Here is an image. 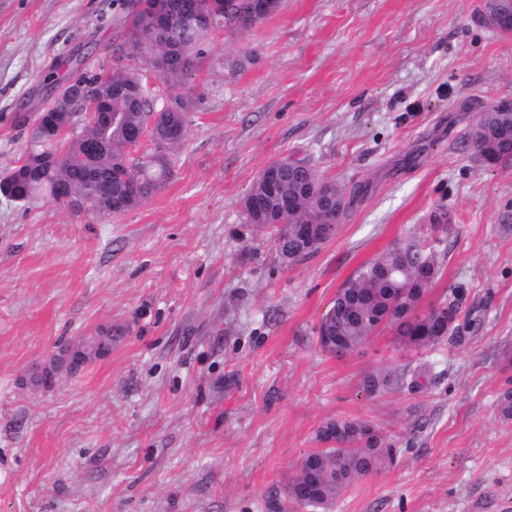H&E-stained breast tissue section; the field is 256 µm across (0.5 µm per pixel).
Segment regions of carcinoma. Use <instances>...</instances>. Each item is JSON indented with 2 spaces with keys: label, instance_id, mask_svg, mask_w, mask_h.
<instances>
[{
  "label": "carcinoma",
  "instance_id": "cac0c4a2",
  "mask_svg": "<svg viewBox=\"0 0 512 512\" xmlns=\"http://www.w3.org/2000/svg\"><path fill=\"white\" fill-rule=\"evenodd\" d=\"M199 33L191 37L181 25L180 0H138L118 21L125 32L115 51L136 57L145 69L158 71L168 87L183 88L207 54L209 34L215 29L238 30L234 17L246 0H197ZM163 29L164 40L151 46L142 34L154 25ZM108 105L92 125L78 122L79 104H71V136L60 140L46 130L40 118L23 119L30 128L25 155L0 178V194L30 204L51 197L53 187L69 190L67 207L79 214L117 216L134 209L161 191L169 182L176 150L189 132L188 112L192 96L178 94L175 107L159 111L157 90L143 73L118 66L106 75L89 72ZM151 129L150 144L130 156V134ZM512 113L490 107L472 136L474 151L487 163L512 156ZM253 188L243 205L249 223L272 229L280 255L293 260L308 255L300 225H338L353 202L352 193L321 175L306 157L285 160L274 193ZM441 265L435 253L418 240L397 243L364 263L336 292L329 314L318 326L321 347L337 355L349 354L370 339L389 330L404 349H420L451 340L438 325V307L421 309V302L438 280ZM112 330L90 343L61 349L58 363L71 365L83 354L108 353ZM409 370L381 368L368 373L362 390L368 395L405 386ZM498 417L512 422V388L496 399ZM324 447L302 457L298 472L288 484L286 497L305 512H334L338 499L362 480L397 462V449L376 424L354 418L329 419L317 431Z\"/></svg>",
  "mask_w": 512,
  "mask_h": 512
}]
</instances>
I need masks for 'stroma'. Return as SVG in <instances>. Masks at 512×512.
Here are the masks:
<instances>
[{"label": "stroma", "mask_w": 512, "mask_h": 512, "mask_svg": "<svg viewBox=\"0 0 512 512\" xmlns=\"http://www.w3.org/2000/svg\"><path fill=\"white\" fill-rule=\"evenodd\" d=\"M124 0H0V174L25 150L46 74L119 60ZM485 0H282L216 31L190 79L189 134L167 186L114 217L0 197V512H266L331 418L380 426L393 467L335 512H512V161L471 140L512 99V34ZM306 157L356 198L334 238L294 263L243 200L272 161ZM427 239L425 303L478 322L452 345L390 332L323 351L342 284L393 244ZM112 349L36 380L62 347ZM419 371L363 392L367 372Z\"/></svg>", "instance_id": "obj_1"}]
</instances>
